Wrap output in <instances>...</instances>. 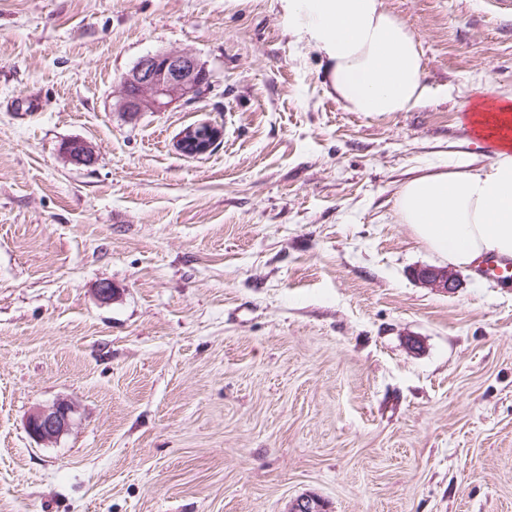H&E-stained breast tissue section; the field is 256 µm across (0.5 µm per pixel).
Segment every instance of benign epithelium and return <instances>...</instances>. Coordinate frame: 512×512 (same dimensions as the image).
<instances>
[{"instance_id": "1", "label": "benign epithelium", "mask_w": 512, "mask_h": 512, "mask_svg": "<svg viewBox=\"0 0 512 512\" xmlns=\"http://www.w3.org/2000/svg\"><path fill=\"white\" fill-rule=\"evenodd\" d=\"M209 84V71L189 51L148 54L121 78L116 108L130 120L144 112H165L178 101L195 99ZM223 136L222 128L201 122L179 134L177 147L185 156L199 157L210 153ZM63 154L77 164L92 160L91 146L80 139L65 143ZM416 276L425 287L442 293L457 286V273L446 267H426ZM74 413V406L66 400L37 408L26 419L27 433L38 442H50L68 430Z\"/></svg>"}]
</instances>
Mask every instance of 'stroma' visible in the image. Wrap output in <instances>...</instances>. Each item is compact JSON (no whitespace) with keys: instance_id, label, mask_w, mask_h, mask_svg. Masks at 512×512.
<instances>
[{"instance_id":"35a3bbf8","label":"stroma","mask_w":512,"mask_h":512,"mask_svg":"<svg viewBox=\"0 0 512 512\" xmlns=\"http://www.w3.org/2000/svg\"><path fill=\"white\" fill-rule=\"evenodd\" d=\"M385 5L422 52L407 112L345 111L287 0H0V512H512V284L424 287L395 215L493 159L464 116L512 94V14ZM162 50L209 89L127 119ZM198 122L224 138L183 156ZM223 136L222 127L201 122L185 128L179 134L177 147L185 156L199 157L210 153ZM74 413V406L65 400L37 408L26 419L27 433L38 442L55 440L71 426Z\"/></svg>"}]
</instances>
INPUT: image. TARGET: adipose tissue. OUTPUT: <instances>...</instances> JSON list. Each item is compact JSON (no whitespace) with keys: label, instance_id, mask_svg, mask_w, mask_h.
I'll list each match as a JSON object with an SVG mask.
<instances>
[{"label":"adipose tissue","instance_id":"1","mask_svg":"<svg viewBox=\"0 0 512 512\" xmlns=\"http://www.w3.org/2000/svg\"><path fill=\"white\" fill-rule=\"evenodd\" d=\"M288 17L326 59L329 93L345 110L406 112L424 95L419 47L384 0H288ZM470 121L496 144L493 161L417 176L396 204L432 254L461 267L487 252L512 257V101L473 107Z\"/></svg>","mask_w":512,"mask_h":512}]
</instances>
